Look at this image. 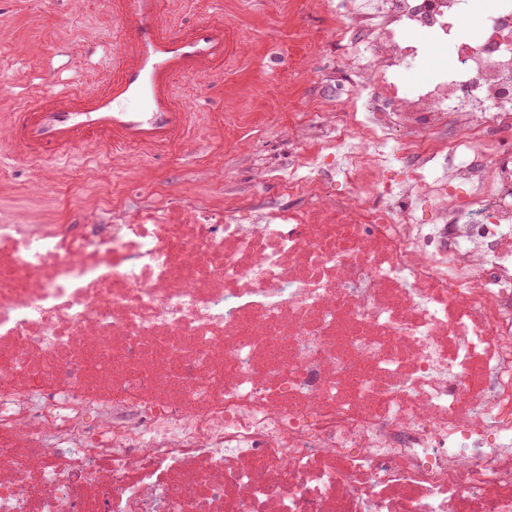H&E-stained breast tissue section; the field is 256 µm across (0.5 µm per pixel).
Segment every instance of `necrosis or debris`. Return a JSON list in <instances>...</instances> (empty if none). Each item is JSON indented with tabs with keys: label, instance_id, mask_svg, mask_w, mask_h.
Here are the masks:
<instances>
[{
	"label": "necrosis or debris",
	"instance_id": "1",
	"mask_svg": "<svg viewBox=\"0 0 512 512\" xmlns=\"http://www.w3.org/2000/svg\"><path fill=\"white\" fill-rule=\"evenodd\" d=\"M473 6L336 0L369 110L300 113L288 208L0 224V512H512V0ZM419 40L424 45L425 56L428 59L426 62L425 58L421 64V66L414 72L407 74L401 81V89L404 93L412 92L420 80L429 77L432 71L431 66L429 65V57L434 55L437 51L434 46L433 41L427 36L420 35Z\"/></svg>",
	"mask_w": 512,
	"mask_h": 512
}]
</instances>
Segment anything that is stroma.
<instances>
[{
  "mask_svg": "<svg viewBox=\"0 0 512 512\" xmlns=\"http://www.w3.org/2000/svg\"><path fill=\"white\" fill-rule=\"evenodd\" d=\"M162 10L184 29L204 19L224 28L223 60L205 76L174 79L189 111L184 143L115 157L93 141L44 163L0 138V224H67L106 205L175 200L287 207L275 175L299 146L290 116L346 111L353 86L338 60L364 57L363 48L337 42L335 15L307 14L302 0H163ZM122 26L108 0H0V114L32 90L118 70Z\"/></svg>",
  "mask_w": 512,
  "mask_h": 512,
  "instance_id": "35a3bbf8",
  "label": "stroma"
}]
</instances>
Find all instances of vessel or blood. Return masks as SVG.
<instances>
[{
	"label": "vessel or blood",
	"mask_w": 512,
	"mask_h": 512,
	"mask_svg": "<svg viewBox=\"0 0 512 512\" xmlns=\"http://www.w3.org/2000/svg\"><path fill=\"white\" fill-rule=\"evenodd\" d=\"M162 0H111L123 15L125 63L119 74H102L63 91L22 99L0 130L27 160L60 158L91 138H105L113 153L129 147L179 143L188 115L173 92L175 77L206 75L224 53V30L198 22L181 32L167 22Z\"/></svg>",
	"instance_id": "vessel-or-blood-1"
}]
</instances>
